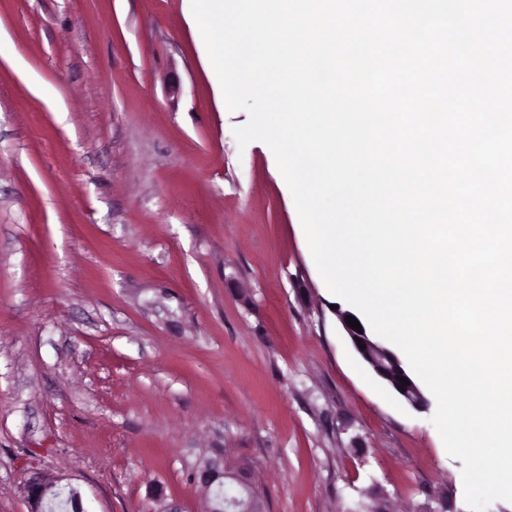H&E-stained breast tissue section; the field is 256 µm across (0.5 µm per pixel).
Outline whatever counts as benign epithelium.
Segmentation results:
<instances>
[{
    "label": "benign epithelium",
    "mask_w": 512,
    "mask_h": 512,
    "mask_svg": "<svg viewBox=\"0 0 512 512\" xmlns=\"http://www.w3.org/2000/svg\"><path fill=\"white\" fill-rule=\"evenodd\" d=\"M340 319L353 348L372 372L412 407L417 409L425 407L426 400L422 392L398 355L367 333L352 329L347 323L346 315H340ZM362 345L365 346L363 350L360 349ZM406 380L409 381L407 385L404 384ZM224 478L239 483L243 492L240 493L229 486L224 487V496L218 501V506L224 508L225 512H263L259 496L248 485L240 482L233 471L224 469ZM52 488V484L42 481L34 482L29 486L28 500L32 504L31 512H43V500Z\"/></svg>",
    "instance_id": "7a95c632"
}]
</instances>
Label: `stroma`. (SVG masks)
Returning a JSON list of instances; mask_svg holds the SVG:
<instances>
[{"instance_id": "obj_1", "label": "stroma", "mask_w": 512, "mask_h": 512, "mask_svg": "<svg viewBox=\"0 0 512 512\" xmlns=\"http://www.w3.org/2000/svg\"><path fill=\"white\" fill-rule=\"evenodd\" d=\"M178 78V99L168 96ZM190 0H0V512H469L461 460L352 348ZM226 479L235 481L239 486L243 488L242 494L245 495L246 500L240 499L241 493L232 488L231 486H226ZM231 490V493L228 491ZM218 506L211 509V511L216 510L219 507L224 508L226 512H263L262 502L259 496L256 494L254 490H252L248 485L242 483L238 476L228 468H224V496L220 501H217Z\"/></svg>"}]
</instances>
